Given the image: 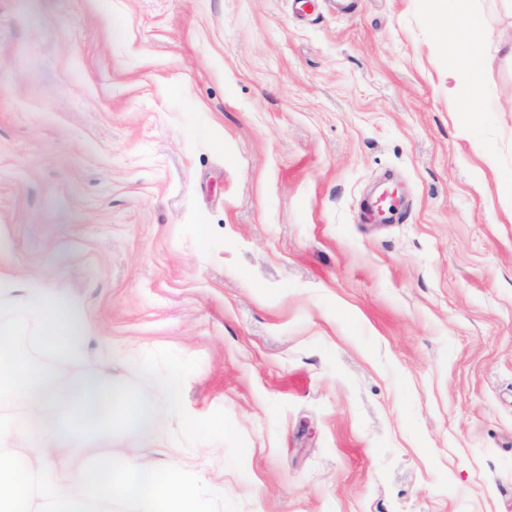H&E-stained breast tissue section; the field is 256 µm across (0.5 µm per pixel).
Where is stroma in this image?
I'll list each match as a JSON object with an SVG mask.
<instances>
[{
  "label": "stroma",
  "mask_w": 512,
  "mask_h": 512,
  "mask_svg": "<svg viewBox=\"0 0 512 512\" xmlns=\"http://www.w3.org/2000/svg\"><path fill=\"white\" fill-rule=\"evenodd\" d=\"M0 0V271L221 441L113 438L240 512H512V59L462 122L420 0ZM394 184L399 224H365Z\"/></svg>",
  "instance_id": "obj_1"
}]
</instances>
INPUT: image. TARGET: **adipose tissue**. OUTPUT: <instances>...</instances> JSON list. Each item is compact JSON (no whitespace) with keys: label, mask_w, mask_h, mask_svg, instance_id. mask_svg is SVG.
<instances>
[{"label":"adipose tissue","mask_w":512,"mask_h":512,"mask_svg":"<svg viewBox=\"0 0 512 512\" xmlns=\"http://www.w3.org/2000/svg\"><path fill=\"white\" fill-rule=\"evenodd\" d=\"M422 6L440 32L448 59V94L458 112L473 120V105L482 94V75L488 65L479 36L482 17L470 9L468 0H422Z\"/></svg>","instance_id":"adipose-tissue-1"}]
</instances>
